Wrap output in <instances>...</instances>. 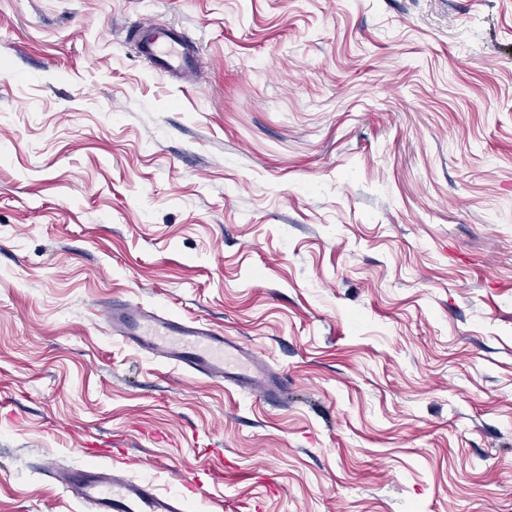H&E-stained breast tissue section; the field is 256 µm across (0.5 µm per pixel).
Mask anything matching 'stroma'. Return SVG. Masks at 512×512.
<instances>
[{
    "label": "stroma",
    "mask_w": 512,
    "mask_h": 512,
    "mask_svg": "<svg viewBox=\"0 0 512 512\" xmlns=\"http://www.w3.org/2000/svg\"><path fill=\"white\" fill-rule=\"evenodd\" d=\"M114 299L284 399L130 348ZM89 436L191 512H512V0H0V512H85L32 464ZM133 32L127 36L136 42L141 56L148 59L160 72L172 77H187L196 67V46L183 32L164 24L143 25L140 21L129 23ZM101 314L110 333L137 350L216 383L232 380L262 394L282 392V377L206 319L112 302L103 306Z\"/></svg>",
    "instance_id": "obj_1"
}]
</instances>
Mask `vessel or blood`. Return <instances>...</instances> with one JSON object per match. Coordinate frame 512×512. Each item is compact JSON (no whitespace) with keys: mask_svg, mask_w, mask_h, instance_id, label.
Masks as SVG:
<instances>
[{"mask_svg":"<svg viewBox=\"0 0 512 512\" xmlns=\"http://www.w3.org/2000/svg\"><path fill=\"white\" fill-rule=\"evenodd\" d=\"M130 37L141 56L160 72L188 76L196 67L195 45L174 27L135 21ZM104 323L112 335L135 349L181 366L216 383L235 381L263 394L282 391L284 380L238 341L206 319L186 318L145 306L107 303ZM49 477L85 504L89 512H189L177 491H162L153 478L132 477L109 465L49 469Z\"/></svg>","mask_w":512,"mask_h":512,"instance_id":"1","label":"vessel or blood"}]
</instances>
